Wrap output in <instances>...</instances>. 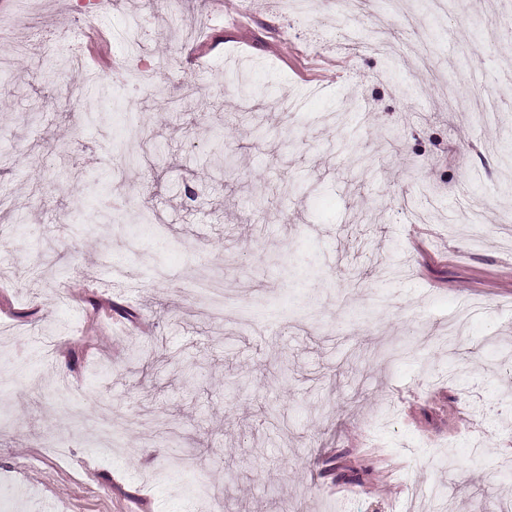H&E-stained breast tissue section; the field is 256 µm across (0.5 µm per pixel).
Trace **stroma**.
Wrapping results in <instances>:
<instances>
[{
    "label": "stroma",
    "instance_id": "stroma-1",
    "mask_svg": "<svg viewBox=\"0 0 512 512\" xmlns=\"http://www.w3.org/2000/svg\"><path fill=\"white\" fill-rule=\"evenodd\" d=\"M73 2L0 0L19 82L0 87V192L29 217L16 232L0 210V325L80 323L51 359L26 344L0 386V475L26 466L0 512H206L200 479L221 512H399L412 485L413 512H512V0H311L289 31L277 0H111L83 21ZM374 27L387 51L365 49ZM93 28L109 68L84 60L59 88L48 53ZM135 56L170 90L200 84L181 123L113 82ZM316 58L345 68L302 80ZM452 91L493 98L495 118L449 107ZM217 135L233 176L208 161ZM119 141L140 166L114 170ZM113 197L155 221L84 237ZM203 270L223 310L197 299ZM93 323L126 354L85 347ZM63 376L80 410L111 403V447L47 451Z\"/></svg>",
    "mask_w": 512,
    "mask_h": 512
}]
</instances>
